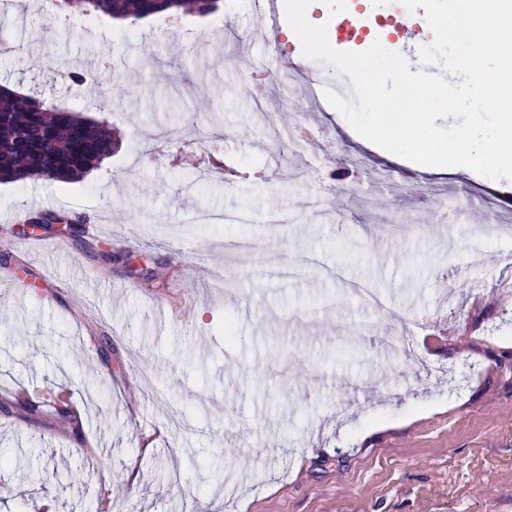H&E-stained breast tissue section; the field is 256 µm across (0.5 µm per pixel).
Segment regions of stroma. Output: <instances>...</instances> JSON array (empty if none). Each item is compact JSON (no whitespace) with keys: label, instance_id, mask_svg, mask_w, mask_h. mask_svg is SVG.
Instances as JSON below:
<instances>
[{"label":"stroma","instance_id":"1","mask_svg":"<svg viewBox=\"0 0 512 512\" xmlns=\"http://www.w3.org/2000/svg\"><path fill=\"white\" fill-rule=\"evenodd\" d=\"M224 2L220 28L85 34L0 0V86L117 141L80 179L0 183V397L68 391L81 427L0 411V512H96L107 481L112 512H512V182L391 154L324 101L269 117L249 75L300 41ZM386 4L385 48L417 57L424 8ZM19 211L103 224L31 245ZM358 288L410 316L409 350Z\"/></svg>","mask_w":512,"mask_h":512}]
</instances>
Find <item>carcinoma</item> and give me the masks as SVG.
<instances>
[{"label":"carcinoma","mask_w":512,"mask_h":512,"mask_svg":"<svg viewBox=\"0 0 512 512\" xmlns=\"http://www.w3.org/2000/svg\"><path fill=\"white\" fill-rule=\"evenodd\" d=\"M91 18L142 20L180 10L209 15L224 0H82ZM115 141L102 120L60 108L33 94L0 87V182L31 176L70 180L112 155ZM44 224H83L80 213H42Z\"/></svg>","instance_id":"1"}]
</instances>
